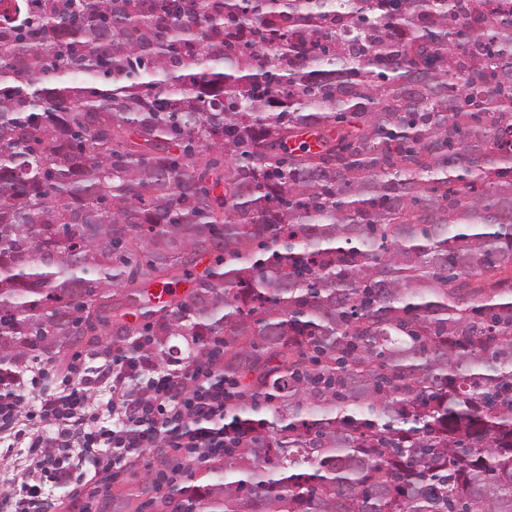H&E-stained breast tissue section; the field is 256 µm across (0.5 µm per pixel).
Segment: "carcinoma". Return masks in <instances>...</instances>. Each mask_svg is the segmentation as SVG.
I'll use <instances>...</instances> for the list:
<instances>
[{
  "label": "carcinoma",
  "mask_w": 512,
  "mask_h": 512,
  "mask_svg": "<svg viewBox=\"0 0 512 512\" xmlns=\"http://www.w3.org/2000/svg\"><path fill=\"white\" fill-rule=\"evenodd\" d=\"M105 328L224 337L170 512H512V0H0V365Z\"/></svg>",
  "instance_id": "carcinoma-1"
}]
</instances>
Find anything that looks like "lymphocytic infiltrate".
Returning <instances> with one entry per match:
<instances>
[{"label":"lymphocytic infiltrate","instance_id":"obj_1","mask_svg":"<svg viewBox=\"0 0 512 512\" xmlns=\"http://www.w3.org/2000/svg\"><path fill=\"white\" fill-rule=\"evenodd\" d=\"M104 373L112 396L114 420L90 415L91 383L83 362H75L77 382L64 394L44 393L30 414L28 449L41 458L40 475H26L19 487L0 493V512H52L57 488L70 486V449L92 452L91 468L102 463L129 464L157 445L179 451L184 463L194 464L224 453L231 431L228 406L236 386L224 380V349L216 340L169 370L154 351L129 353L103 349ZM147 386L132 392L134 378ZM28 382L23 369L0 373V443L10 441L26 404Z\"/></svg>","mask_w":512,"mask_h":512}]
</instances>
